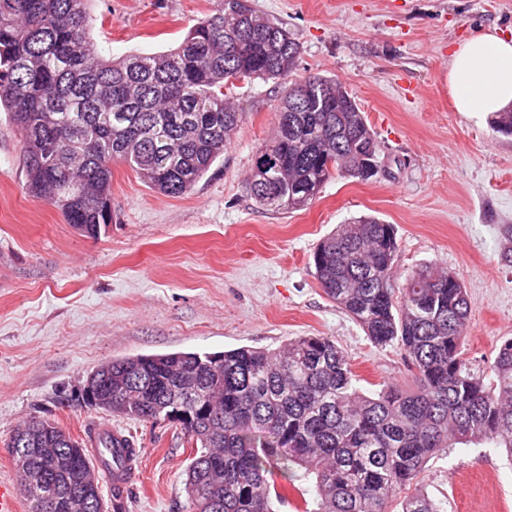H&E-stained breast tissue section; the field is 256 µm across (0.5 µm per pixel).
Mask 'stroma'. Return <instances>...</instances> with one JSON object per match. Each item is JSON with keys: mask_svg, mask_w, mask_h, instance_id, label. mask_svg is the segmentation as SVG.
I'll return each instance as SVG.
<instances>
[{"mask_svg": "<svg viewBox=\"0 0 512 512\" xmlns=\"http://www.w3.org/2000/svg\"><path fill=\"white\" fill-rule=\"evenodd\" d=\"M302 49L299 75L337 77L380 142L367 181H329L308 207L275 212L249 191L257 150L278 121L281 88L229 90L242 120L224 156L170 197L112 165V222L96 237L26 189L20 134L0 112V480L17 479L7 444L24 421L84 440L108 424L143 454L126 512H186L193 443L179 423L111 414L85 399L87 375L134 355L275 349L296 336L333 340L366 392L411 386L402 351L377 348L327 298L313 252L336 225L373 215L394 225L397 283L436 264L465 285V357L487 372L512 337V135L456 111L448 62L489 29L512 37V0H254ZM214 0H91L88 29L104 58L176 47ZM421 488L441 512H512V462L462 447L431 458Z\"/></svg>", "mask_w": 512, "mask_h": 512, "instance_id": "obj_1", "label": "stroma"}]
</instances>
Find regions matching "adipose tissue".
<instances>
[{
  "label": "adipose tissue",
  "instance_id": "obj_1",
  "mask_svg": "<svg viewBox=\"0 0 512 512\" xmlns=\"http://www.w3.org/2000/svg\"><path fill=\"white\" fill-rule=\"evenodd\" d=\"M449 91L460 112L491 115L512 105V39L497 31L477 33L450 57Z\"/></svg>",
  "mask_w": 512,
  "mask_h": 512
}]
</instances>
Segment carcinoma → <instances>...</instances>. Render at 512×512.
<instances>
[{"mask_svg":"<svg viewBox=\"0 0 512 512\" xmlns=\"http://www.w3.org/2000/svg\"><path fill=\"white\" fill-rule=\"evenodd\" d=\"M90 0H0V105L20 131L29 192L94 236L111 222L112 163L157 191L190 192L224 156L242 115L224 89L256 79L284 85L275 136L257 152L250 191L267 210L308 205L334 176H375L379 146L355 98L332 77H296L301 46L253 0H216L175 48L112 61L88 35ZM395 227L360 217L313 252L315 277L376 346L397 345L413 388L366 395L336 343L299 336L275 350L136 355L99 367L93 394L109 413L178 422L195 442L185 469L187 512H274L275 479L314 480L310 512H389L427 461L459 445L489 444L512 459V338L487 374L467 366L470 301L447 269L426 265L397 286ZM31 420L13 434L29 512L93 481L85 512L104 502L82 442ZM71 457L76 468L55 458ZM401 512H439L414 490Z\"/></svg>","mask_w":512,"mask_h":512,"instance_id":"obj_1","label":"carcinoma"}]
</instances>
